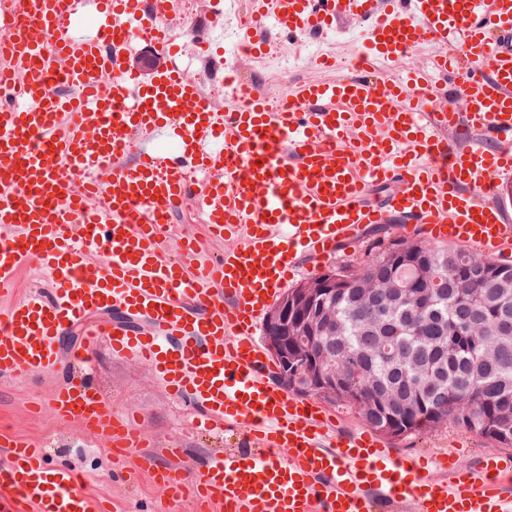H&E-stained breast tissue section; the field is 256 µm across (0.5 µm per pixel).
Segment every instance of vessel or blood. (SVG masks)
Wrapping results in <instances>:
<instances>
[{"label":"vessel or blood","instance_id":"vessel-or-blood-1","mask_svg":"<svg viewBox=\"0 0 512 512\" xmlns=\"http://www.w3.org/2000/svg\"><path fill=\"white\" fill-rule=\"evenodd\" d=\"M0 24L14 32L0 84L15 86L0 100V295L25 266L55 285L0 308V377L57 375L35 410L131 453L142 431L85 369L102 335L87 319L109 312L113 354L149 367L209 429L242 435L245 450L155 471L196 512H512V454L464 468L453 454L399 455L368 428L339 432L331 411L271 382L255 337L302 258L334 257L395 215L435 242L512 249L495 200L512 178V0H252L238 37L254 56L266 29H354L358 52L351 73L293 85L287 106L246 92L222 113L173 64L147 78L128 67L156 24L143 0H15ZM426 44L429 71L379 78ZM434 75L462 76L458 104L437 105ZM459 128L483 145L446 138ZM161 139L175 154L150 148ZM377 187L389 194L370 201ZM187 206L219 257L172 237ZM77 325L84 340L61 362L56 342ZM7 446L0 512H103L78 470L50 465L38 443Z\"/></svg>","mask_w":512,"mask_h":512}]
</instances>
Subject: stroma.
<instances>
[{
  "instance_id": "stroma-1",
  "label": "stroma",
  "mask_w": 512,
  "mask_h": 512,
  "mask_svg": "<svg viewBox=\"0 0 512 512\" xmlns=\"http://www.w3.org/2000/svg\"><path fill=\"white\" fill-rule=\"evenodd\" d=\"M193 3V14L179 9L167 16L166 21L181 33L177 40L178 65L198 75L207 70V61L200 57L198 44L220 29L221 20L215 15L214 0H193ZM241 75L275 96L289 90L295 82L320 78L321 73L306 60L288 64L276 73L264 72L259 61L246 60L241 64ZM401 238L423 241L427 233L421 227L408 232L397 226L368 228L356 244L340 249L331 262H304L289 285L297 287L329 265H363L378 244ZM92 358L94 377L113 411L132 415L139 421L145 436L141 448L129 456L116 457L78 421L57 422L43 414H31L32 400L53 382L45 374L0 378V436L42 442L49 462L67 464L85 474L83 491L104 501L108 512H194L190 500L168 499L164 490L153 482V472L173 464L194 468L212 452L237 448V433L212 434L197 429L192 410L171 397L147 366L113 355L108 338L99 340ZM389 445L398 454L413 457L453 453L464 467L497 449L496 444L450 423L409 438L390 440ZM174 448L179 449V457H171Z\"/></svg>"
}]
</instances>
